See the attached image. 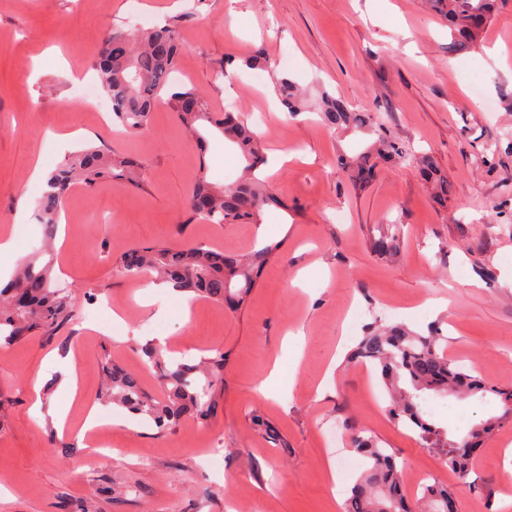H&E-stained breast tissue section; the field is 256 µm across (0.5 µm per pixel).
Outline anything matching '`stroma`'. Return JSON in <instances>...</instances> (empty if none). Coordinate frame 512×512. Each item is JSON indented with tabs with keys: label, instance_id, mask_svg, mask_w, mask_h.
I'll list each match as a JSON object with an SVG mask.
<instances>
[{
	"label": "stroma",
	"instance_id": "obj_1",
	"mask_svg": "<svg viewBox=\"0 0 512 512\" xmlns=\"http://www.w3.org/2000/svg\"><path fill=\"white\" fill-rule=\"evenodd\" d=\"M182 12L183 81L214 111L262 120L266 181L288 207L265 208L260 223L182 222L199 174L216 184L241 174L240 152L220 134L207 133L198 151L162 103L147 131L121 134L94 120L105 96L83 92L113 29ZM493 27L497 38L456 51L423 0H0V232L14 241L0 270L13 273L16 259L44 241L31 213L41 190L29 179L34 161L51 171L91 144L117 153L137 147L145 162L143 186L107 180L71 189L65 238L55 247L56 285L73 295L60 341L0 344V512H60L64 500L86 512H234L241 502L248 512H344L361 469L342 465L355 451L336 449L329 435L348 418L394 450L407 499L420 497L425 474L448 486L459 512H502L500 497L512 495V424L483 442L459 481L388 414L374 370L348 358L368 326L396 321L423 332L443 318L451 359L512 385V224L495 220L497 204L512 199V145L503 141L512 129V2ZM258 46L269 59L263 84L245 67L227 73L226 61L241 62ZM284 74L309 102L324 90L340 96L379 113L398 142L433 156L448 178L447 207L433 203L414 162L384 164L370 184H355L339 159L372 135L283 112L273 79ZM78 129L82 137L59 141ZM495 139L502 146L494 170L477 167L483 144ZM281 153L288 162L277 163ZM22 205L30 213L20 221ZM392 224L405 227L400 256L382 260L371 242ZM159 241L227 251L277 241L281 250L241 308L170 291L144 307L136 295L149 277H122L115 266L128 248ZM483 268L494 280L480 277ZM107 299L123 310V323H112ZM150 341L192 362L224 352V389L207 421L185 419L170 434L150 424L131 429L126 409L102 399L106 359L162 396L143 354ZM63 348L77 361L72 394L35 384L55 377ZM274 363L279 379L265 396L257 386ZM37 398L67 407V433L34 414ZM93 404L110 413L104 448L78 445L75 436ZM255 415L284 447L252 424ZM204 448L219 450L218 467L202 465Z\"/></svg>",
	"mask_w": 512,
	"mask_h": 512
}]
</instances>
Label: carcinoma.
Returning a JSON list of instances; mask_svg holds the SVG:
<instances>
[{"instance_id": "obj_1", "label": "carcinoma", "mask_w": 512, "mask_h": 512, "mask_svg": "<svg viewBox=\"0 0 512 512\" xmlns=\"http://www.w3.org/2000/svg\"><path fill=\"white\" fill-rule=\"evenodd\" d=\"M504 2L428 0L430 9L448 26L456 50L471 48L483 40ZM186 18V14L177 15L164 25L147 30H115L109 40L110 48L101 53L93 68L112 103V122L130 130L146 129L156 103L164 98L175 112L179 126L195 141H205L201 128L211 127L241 151L246 162L243 179L218 187L200 175L187 199L185 223L256 224L265 206L280 205L282 201L256 176L265 156L244 116L212 112L196 88L176 82L175 73L184 48L181 29ZM275 94L288 114L296 116L308 111L299 89L288 77L276 79ZM317 113L330 129L372 125L371 113L360 111L327 91L322 92ZM376 134V144L343 162L360 184L372 181L379 163H390L407 154V149L385 127H378ZM499 150L497 141L485 144L476 158L477 164L491 168ZM419 165L434 188L432 199L440 206L445 205L447 178L428 156L421 157ZM141 173L142 164L135 152L116 154L89 145L72 153L49 175L47 187L41 189L37 207L42 223L50 230L56 228L74 182L94 188L107 178L125 177L139 186ZM391 228L392 232L373 241L372 250L393 258L404 225L393 224ZM277 248L276 244H268L250 253H234L198 246L138 245L122 253L116 272L124 277L152 275L172 283L179 292L234 309L245 304L261 271L275 258ZM54 266L53 256L39 249L20 259L13 278L0 288V336L6 343L30 336H58L72 318L69 296L55 287ZM447 340L441 322L433 323L425 333L400 324L370 327L354 350V357L378 371L393 418L417 432L425 447L437 449L443 464L464 481L480 439L492 434L507 417L503 413L491 417L474 424L461 438H450L448 430L424 412L422 394L433 391L484 398L491 393L505 409L512 406V388L490 385L473 374L472 369L449 359L442 349ZM143 353L160 370L164 398H150L139 376L108 362L102 368L104 396L161 431H176L187 416L205 420L215 412V395L223 383L224 353L216 351L202 356L197 363L171 359L162 348L150 345L145 346ZM344 425L353 433L354 449L366 459V469L346 499L345 512H416L419 503L409 502L401 493L402 474L393 449L371 435L362 434L350 418ZM421 500L431 505V512L457 509L453 493L436 483L422 487Z\"/></svg>"}]
</instances>
